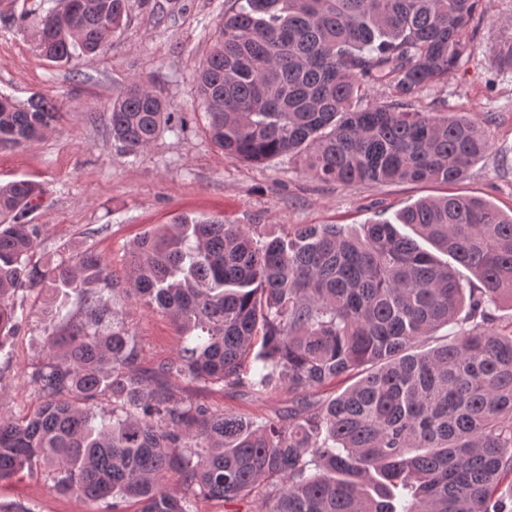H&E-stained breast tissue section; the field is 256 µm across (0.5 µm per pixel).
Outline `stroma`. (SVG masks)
I'll list each match as a JSON object with an SVG mask.
<instances>
[{
  "mask_svg": "<svg viewBox=\"0 0 512 512\" xmlns=\"http://www.w3.org/2000/svg\"><path fill=\"white\" fill-rule=\"evenodd\" d=\"M59 0H0V94L18 102L39 95L62 118L35 141L0 145V184L39 183L41 205L30 216L41 243L36 259L53 265L91 250L106 261L113 280L126 277L135 242L181 215L228 224L258 225L277 234L301 224H336L362 233L366 224L396 221L424 198H482L512 213V70L499 67L512 48V0H486L473 22L471 50L440 83L408 99L410 109L470 118L490 148L453 184L322 182L285 156L261 164L227 157L211 142L198 104L193 75L213 48L215 32L234 0H130L121 32L104 54L72 64L46 60L35 33L43 11ZM140 79L168 101L178 117L134 157L112 144L108 109L130 80ZM80 294L53 288L19 292L27 321L0 351V413L21 416L35 399L27 375L43 356L59 304L78 309ZM116 307L137 339L140 364L155 367L175 356L182 341L171 321L146 309L130 293ZM176 399L192 400L258 422L288 405L287 390L258 398L180 377L170 378ZM0 512H108L93 503L51 491L42 477L26 473L0 482Z\"/></svg>",
  "mask_w": 512,
  "mask_h": 512,
  "instance_id": "stroma-1",
  "label": "stroma"
}]
</instances>
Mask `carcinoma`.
<instances>
[{
  "label": "carcinoma",
  "instance_id": "1",
  "mask_svg": "<svg viewBox=\"0 0 512 512\" xmlns=\"http://www.w3.org/2000/svg\"><path fill=\"white\" fill-rule=\"evenodd\" d=\"M82 2L77 21L36 32L47 60L97 54L107 27L124 28L130 0ZM481 2L240 0L196 77L211 140L226 157L288 155L346 186L462 179L489 149L470 119L361 102L372 85L407 97L448 75ZM173 116L132 80L112 100V139L135 155ZM58 118L42 97L0 94V144L31 142ZM41 194L31 181L0 186V346L22 326L21 290L79 288L82 308L57 309L29 375L34 409L0 414V481L36 471L50 490L112 512H199L202 500L240 512L258 489L268 512H512V485L501 489L512 476V334L490 328L492 308L512 303V216L459 196L404 209L398 222L451 264L384 220L361 236L335 224L270 235L179 216L128 258L131 291L182 336L149 374L102 298L99 254L32 262L40 230L27 217ZM459 319L453 342L417 351ZM172 376L254 396L286 388L299 401L258 423L175 399ZM347 377L336 397L306 400ZM104 399L112 416L99 419Z\"/></svg>",
  "mask_w": 512,
  "mask_h": 512
}]
</instances>
